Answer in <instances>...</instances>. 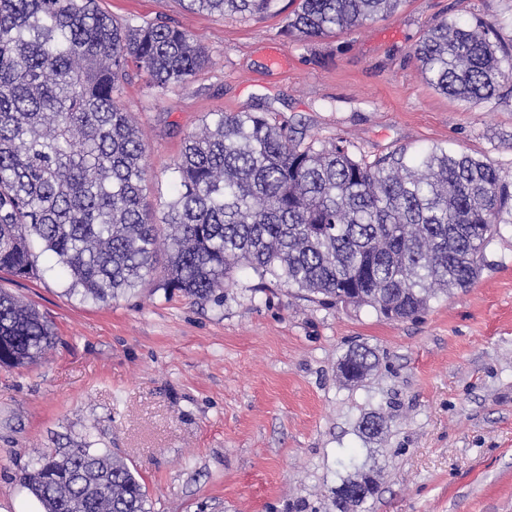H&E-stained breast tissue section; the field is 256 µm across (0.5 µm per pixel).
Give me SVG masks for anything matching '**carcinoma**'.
<instances>
[{
  "label": "carcinoma",
  "mask_w": 512,
  "mask_h": 512,
  "mask_svg": "<svg viewBox=\"0 0 512 512\" xmlns=\"http://www.w3.org/2000/svg\"><path fill=\"white\" fill-rule=\"evenodd\" d=\"M187 10L265 16L278 0H178ZM287 30L305 39L395 12L401 0H296ZM431 86L468 103L512 77L490 33L446 20L415 48ZM210 63L168 21H118L97 0H0V271L38 274L46 256L66 294L109 303L146 283L222 302L251 269L310 296L403 321L478 279L512 186L489 160L431 148L373 161L345 141L302 144L285 122L211 112L172 167L161 224L144 201L146 145L120 104L132 70L155 96ZM166 249L157 250L159 239ZM47 317L0 291V367L37 364ZM369 349L340 363L347 382ZM22 480L43 512H150L141 475L112 450L48 452Z\"/></svg>",
  "instance_id": "1"
}]
</instances>
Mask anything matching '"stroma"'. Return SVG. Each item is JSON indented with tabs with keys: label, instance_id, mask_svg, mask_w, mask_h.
Listing matches in <instances>:
<instances>
[{
	"label": "stroma",
	"instance_id": "1",
	"mask_svg": "<svg viewBox=\"0 0 512 512\" xmlns=\"http://www.w3.org/2000/svg\"><path fill=\"white\" fill-rule=\"evenodd\" d=\"M116 19H163L210 63L154 98L135 78L120 102L147 147L155 216L170 166L207 113L270 112L303 142L347 141L372 160L442 147L494 163L512 185V82L473 105L442 94L413 50L441 20L487 28L512 52V0H402L398 10L305 41L280 14L220 16L178 0H100ZM0 272V289L49 319L56 343L0 368V512H26L41 455L88 442L144 479L151 512H336L331 490L356 455L376 475L365 512H512V223L500 225L468 288L418 320L311 298L252 270L220 303L151 280L109 304ZM378 363L358 384L337 368L352 347ZM381 416L364 437L360 422Z\"/></svg>",
	"mask_w": 512,
	"mask_h": 512
}]
</instances>
